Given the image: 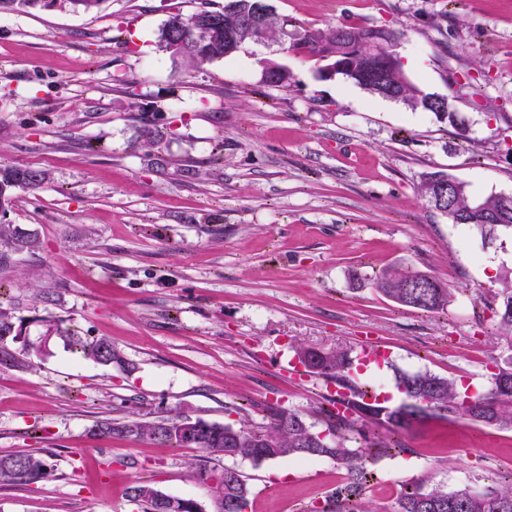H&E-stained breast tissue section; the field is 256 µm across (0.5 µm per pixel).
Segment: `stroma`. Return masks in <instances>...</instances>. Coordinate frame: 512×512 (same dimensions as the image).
Here are the masks:
<instances>
[{
  "label": "stroma",
  "instance_id": "1",
  "mask_svg": "<svg viewBox=\"0 0 512 512\" xmlns=\"http://www.w3.org/2000/svg\"><path fill=\"white\" fill-rule=\"evenodd\" d=\"M268 2L298 31L400 30L406 76L454 94L453 121L320 79L315 59L283 45L250 42L201 66L172 59L160 28L201 0L0 12V162L49 174L0 210V224L37 238L0 265V303L30 338L61 321L132 366L59 343L26 370L0 366V454L33 451L52 467L0 484V512H140L127 496L138 480L209 506L189 472L223 468V454L95 435L94 422L187 413L256 427L279 406L316 420L325 379L277 372L300 344L352 351L371 327L392 358L358 379L390 406L398 373L475 392L490 382L485 359L512 354L492 311L512 235L482 248L419 193L430 173L475 199L512 193V0ZM268 59L292 71L290 88L262 87ZM388 267L432 274L455 299L444 312L398 305L375 287ZM402 440L406 453L368 465L370 512H393L423 479L512 486V432L434 418ZM235 466L251 486L246 512H321L341 472L327 458Z\"/></svg>",
  "mask_w": 512,
  "mask_h": 512
}]
</instances>
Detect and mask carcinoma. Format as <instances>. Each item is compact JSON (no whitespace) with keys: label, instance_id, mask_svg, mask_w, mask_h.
Listing matches in <instances>:
<instances>
[{"label":"carcinoma","instance_id":"cac0c4a2","mask_svg":"<svg viewBox=\"0 0 512 512\" xmlns=\"http://www.w3.org/2000/svg\"><path fill=\"white\" fill-rule=\"evenodd\" d=\"M260 0H224V7L211 10L204 6L197 12L170 16L160 29L159 41L173 58L186 57L195 64L221 61L237 53L253 40L247 18L253 16ZM45 7L44 0H0V10H34ZM289 22H278L272 12L261 16L262 36L268 41L289 40V49L323 63L336 64V76L350 81L372 95L401 102L413 110L433 113L437 119L453 120L452 100L440 102L436 95L425 93L403 72L395 47L400 32L383 26L344 24L325 29H305L288 32ZM293 75L288 67L270 77H262L266 87L286 89ZM48 180V173L0 163V206L9 205L17 189L35 191ZM448 180V175L433 173L422 181L421 197L431 201L437 193L436 184ZM453 212L462 226L485 241L499 229L512 230V203L502 204L494 194L478 201L467 189L454 196ZM10 249L0 253V262L9 261V253L31 252L36 238L18 228L0 224V245ZM377 290L388 299L415 310L444 311L453 302L448 284L421 271L387 268L377 277ZM497 308L498 327L512 333V271L500 277ZM24 319L10 308L0 307V365L22 368L26 359L40 355L51 341L79 351L102 366L128 368L121 352L107 339L81 336L59 323L47 327L37 340H17ZM299 359L311 371L330 382H337L351 369V356L346 350H319L300 345ZM398 388L404 394L402 402L390 407L367 402L359 394L341 400L343 412L321 408L323 428L309 423L297 410L272 412L269 422L257 428L233 427L198 420L195 432L179 431L181 415L158 416L153 420L129 417L106 418L95 422L91 432L110 437L148 440L162 447L201 448L222 452L232 459L249 460L258 465L265 461L289 457H328L350 467L353 485L337 492L336 512H370L351 509V499L367 479L369 460L407 452L398 441L389 442L376 429L386 428L392 434L409 430L414 424L430 417L463 418L500 431H512V359L496 364L489 387L473 395L463 392L451 379L429 372L404 373L398 377ZM47 459L31 452L0 456V482L21 484L48 474ZM224 472L234 473L224 482V500L233 504L232 512L245 509L250 495L248 478L235 467ZM156 489L146 480L135 482L127 489L130 501L142 505L145 512H158L154 496ZM395 512H512V487L482 490L464 487L448 490L443 485L424 482L403 492Z\"/></svg>","mask_w":512,"mask_h":512}]
</instances>
